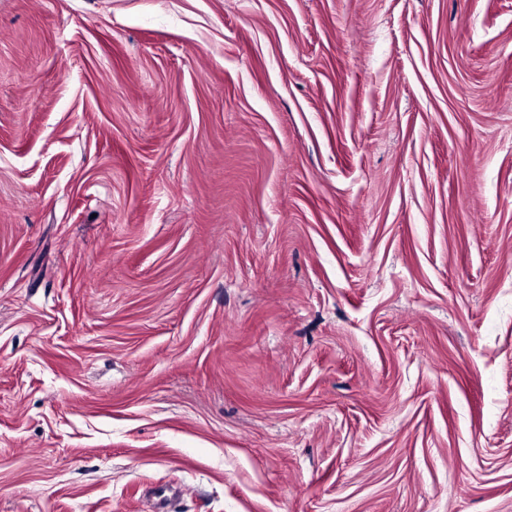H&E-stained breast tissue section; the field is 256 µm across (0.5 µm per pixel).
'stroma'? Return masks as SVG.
Here are the masks:
<instances>
[{
	"mask_svg": "<svg viewBox=\"0 0 512 512\" xmlns=\"http://www.w3.org/2000/svg\"><path fill=\"white\" fill-rule=\"evenodd\" d=\"M0 512H512V0H0Z\"/></svg>",
	"mask_w": 512,
	"mask_h": 512,
	"instance_id": "1",
	"label": "stroma"
}]
</instances>
